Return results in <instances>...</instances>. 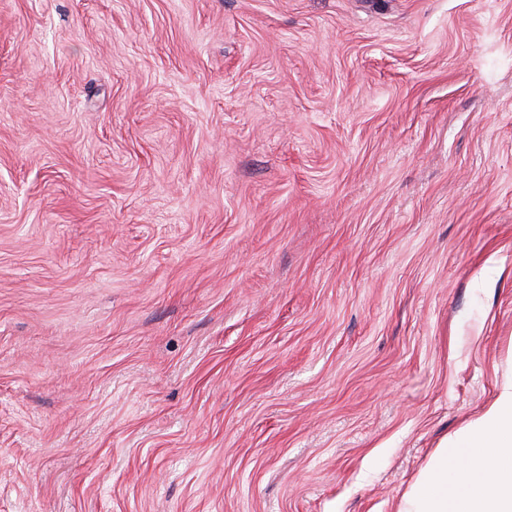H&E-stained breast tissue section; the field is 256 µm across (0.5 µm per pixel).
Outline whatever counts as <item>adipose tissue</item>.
<instances>
[{
	"mask_svg": "<svg viewBox=\"0 0 512 512\" xmlns=\"http://www.w3.org/2000/svg\"><path fill=\"white\" fill-rule=\"evenodd\" d=\"M397 512H512V374L477 419L439 443Z\"/></svg>",
	"mask_w": 512,
	"mask_h": 512,
	"instance_id": "obj_1",
	"label": "adipose tissue"
}]
</instances>
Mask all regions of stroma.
<instances>
[{"label":"stroma","mask_w":512,"mask_h":512,"mask_svg":"<svg viewBox=\"0 0 512 512\" xmlns=\"http://www.w3.org/2000/svg\"><path fill=\"white\" fill-rule=\"evenodd\" d=\"M512 354V0H0V512H397Z\"/></svg>","instance_id":"stroma-1"}]
</instances>
